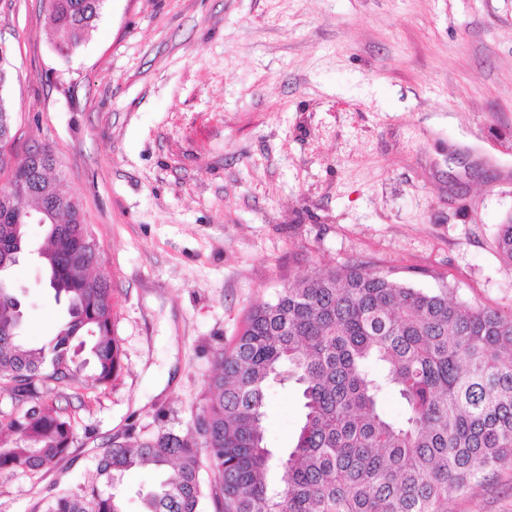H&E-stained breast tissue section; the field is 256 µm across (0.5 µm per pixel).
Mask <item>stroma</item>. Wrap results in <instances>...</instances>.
<instances>
[{
	"instance_id": "stroma-1",
	"label": "stroma",
	"mask_w": 512,
	"mask_h": 512,
	"mask_svg": "<svg viewBox=\"0 0 512 512\" xmlns=\"http://www.w3.org/2000/svg\"><path fill=\"white\" fill-rule=\"evenodd\" d=\"M46 0H0L15 163L50 147L99 245L124 368L58 390L67 456L0 472V512L82 494L114 436L183 432L246 311L361 263L512 313L495 247L512 215V0H106L60 58ZM21 334L65 317L35 259L13 267ZM266 444L293 447L296 386L270 387ZM448 512H512V465Z\"/></svg>"
}]
</instances>
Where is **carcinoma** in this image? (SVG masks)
I'll use <instances>...</instances> for the list:
<instances>
[{
	"label": "carcinoma",
	"mask_w": 512,
	"mask_h": 512,
	"mask_svg": "<svg viewBox=\"0 0 512 512\" xmlns=\"http://www.w3.org/2000/svg\"><path fill=\"white\" fill-rule=\"evenodd\" d=\"M104 0H49L44 25L68 58L91 37ZM26 176L32 191L0 207V260L16 253L14 217L23 202L54 212L41 263L67 317L40 346L23 342L21 309L0 281V385L17 407L0 414V472L36 473L73 441V420L52 389L77 380L89 348L92 386L122 369L112 333V285L84 283L86 239L77 204L57 189L47 147ZM500 254L512 262V218L500 225ZM297 385L304 409L294 447L279 457L265 443L267 390ZM396 392L399 419L381 409ZM512 463V314L463 307L448 289L415 288L390 270L331 269L288 284L253 305L217 359L208 395L183 433L115 437L97 465L114 488L127 472L165 471L144 495L145 512H200L201 472L214 475L216 512H448V496ZM43 512H124L120 497L94 486L59 494Z\"/></svg>",
	"instance_id": "obj_1"
}]
</instances>
